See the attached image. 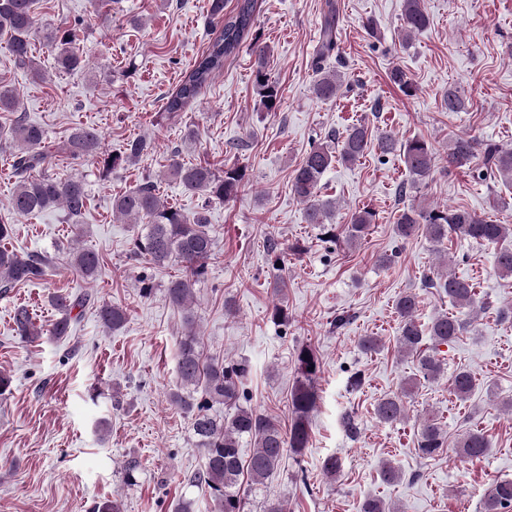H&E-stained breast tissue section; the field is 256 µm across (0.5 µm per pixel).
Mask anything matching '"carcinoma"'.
I'll return each mask as SVG.
<instances>
[{"mask_svg":"<svg viewBox=\"0 0 512 512\" xmlns=\"http://www.w3.org/2000/svg\"><path fill=\"white\" fill-rule=\"evenodd\" d=\"M33 5L34 0H0V35L7 37L15 65L27 70L32 78L43 79L44 74L32 55L34 42L42 40L55 52L58 68L66 71L85 68L86 59L75 47V32L39 30ZM253 6L254 0H238L235 9L226 13L224 0H210V15L224 20V26L182 73L176 91L166 99L164 118L177 117L194 104L201 90L224 70V61L236 56L247 43L254 23ZM402 22L409 35L428 28L430 18L423 0H404ZM336 49V3L327 0L318 58H327ZM250 50L256 58L255 79L261 104L266 111L274 112L279 108L280 94L266 71L268 47L253 42ZM389 81L405 93L414 89L412 78L399 66L390 70ZM343 82L340 73H326L315 82L313 92L322 100H330L336 97ZM441 106L448 112H462L468 106V99L458 86L450 84L442 95ZM0 112L6 114L5 122L8 123L5 128L0 126V134L8 136L14 146L10 151L14 190L9 202V216H0V294H6L19 284L43 280L52 263L43 254L21 255L3 246L13 234V218L58 208L72 219L81 216L86 209L87 193L81 179L58 180L43 174L37 176L34 171L44 167L48 159L57 154L73 159L100 155L102 135L93 127L82 126L73 129L53 146L45 145L43 130L27 120L26 113L20 111L18 95L6 85L0 86ZM374 148L383 155L399 152L413 187L426 182L432 175L435 153L418 137L403 142L391 134H384L374 142L368 127L358 123L336 137L334 147L321 143L312 145L293 170L291 191L303 205L306 222L320 228L323 241L337 245L344 241L353 245L362 240L375 223V212L362 208L352 214L350 224L343 231H337L336 225L328 222L336 203L320 194L321 179L332 163L351 164ZM152 149L153 144L147 138H132L122 151L101 158L102 174L107 176L123 169ZM448 164L463 173L480 165L486 173L502 182H512V148L490 140L470 135L451 139ZM166 175L189 192L223 202L237 197L245 185L242 168L233 165L220 170L209 164H188L181 158L178 148L168 157ZM112 214L144 222V232L133 240L134 257L144 258L156 268L170 265L180 268V274L169 279L165 287L166 300L184 313L185 323V333L178 343L179 386L168 394V401L189 417L193 435L204 453L203 466L189 477L188 483L208 492L214 512H250V495L278 469L284 453L291 451L299 455L308 447L309 419L318 401L314 388L316 355L307 346L300 348L296 355L298 377L290 395L292 423L288 429H283L274 419L240 405V386L249 373L248 365L244 362L226 363L220 358L206 356L190 309L196 285L204 278L213 253L214 240L206 214L199 211L187 215L167 206L149 176L112 198ZM421 229L436 245L453 236L496 245L498 271L503 276L512 275L511 225L465 208L421 209L412 205L401 213L394 233L400 239H408ZM70 266L92 279L101 268L99 254L91 249H74ZM425 284L439 289L455 307L470 311L477 309L472 284L454 273H441L437 280L429 278ZM91 300L89 294L53 295L51 303L59 317L47 330L36 325L26 307L19 306L13 314L15 331L26 342H34L45 334L66 338L72 333L73 310L85 307ZM396 310L401 318L397 336L400 352L416 355L423 378L438 376L441 363L421 349L423 341L428 338L436 347L452 343L465 331V320L457 315L439 314L428 325H421L417 318L418 302L412 293L399 297ZM98 314L101 323L110 330L121 328L127 319L126 311L112 304L101 305ZM475 384L472 371L461 369L452 377L451 389L457 397L464 399L472 393ZM217 403L229 407L228 416L217 418L209 413L210 406ZM375 414L384 423L397 422L406 414V406L402 397L387 396L378 401ZM245 439L254 445L246 458L240 451ZM444 445L442 428L435 420L425 419L417 437L419 455L425 459L434 458L443 452ZM488 446L486 436L477 430L467 432L460 441L461 451L470 457L483 455ZM246 476L250 480L247 488L243 486ZM483 509L484 512H512V479L499 480L485 491Z\"/></svg>","mask_w":512,"mask_h":512,"instance_id":"cac0c4a2","label":"carcinoma"}]
</instances>
